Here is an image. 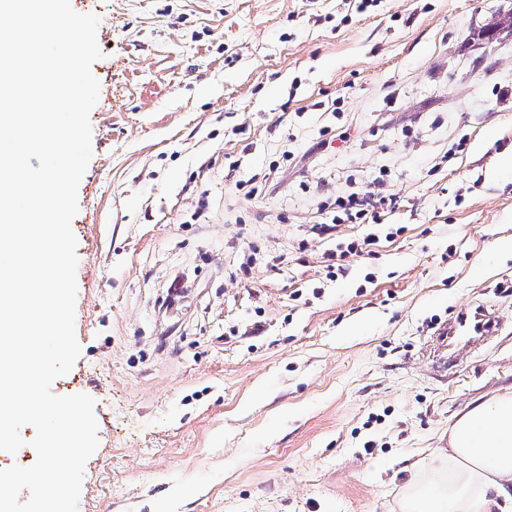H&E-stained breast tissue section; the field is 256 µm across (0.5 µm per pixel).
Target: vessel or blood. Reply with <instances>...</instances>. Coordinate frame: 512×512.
Here are the masks:
<instances>
[{
    "mask_svg": "<svg viewBox=\"0 0 512 512\" xmlns=\"http://www.w3.org/2000/svg\"><path fill=\"white\" fill-rule=\"evenodd\" d=\"M502 327L501 319L487 302L472 303L437 328L423 354L433 372H448L457 366L463 352L477 348Z\"/></svg>",
    "mask_w": 512,
    "mask_h": 512,
    "instance_id": "vessel-or-blood-1",
    "label": "vessel or blood"
}]
</instances>
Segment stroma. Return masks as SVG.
Masks as SVG:
<instances>
[{"instance_id": "obj_1", "label": "stroma", "mask_w": 512, "mask_h": 512, "mask_svg": "<svg viewBox=\"0 0 512 512\" xmlns=\"http://www.w3.org/2000/svg\"><path fill=\"white\" fill-rule=\"evenodd\" d=\"M98 2L51 386L96 402L77 512H396L512 389V0ZM370 192L379 221L318 233ZM482 299L504 331L435 375L425 336Z\"/></svg>"}]
</instances>
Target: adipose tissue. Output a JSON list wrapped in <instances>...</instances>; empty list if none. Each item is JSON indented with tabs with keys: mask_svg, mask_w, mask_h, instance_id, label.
I'll return each mask as SVG.
<instances>
[{
	"mask_svg": "<svg viewBox=\"0 0 512 512\" xmlns=\"http://www.w3.org/2000/svg\"><path fill=\"white\" fill-rule=\"evenodd\" d=\"M398 512H512V392L471 405L448 445L415 467Z\"/></svg>",
	"mask_w": 512,
	"mask_h": 512,
	"instance_id": "ef3b65f1",
	"label": "adipose tissue"
}]
</instances>
